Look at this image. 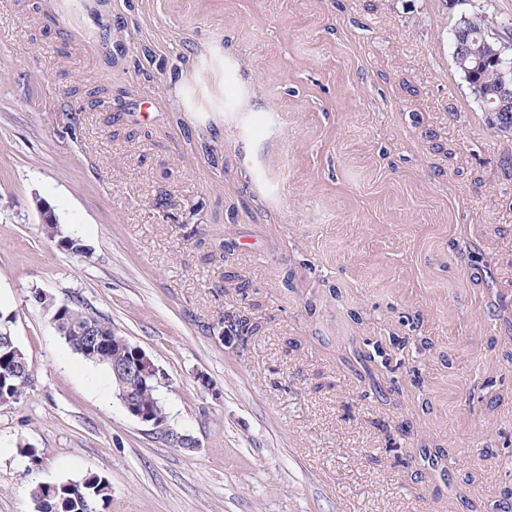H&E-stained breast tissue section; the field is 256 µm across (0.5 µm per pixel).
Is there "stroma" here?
Returning <instances> with one entry per match:
<instances>
[{"label": "stroma", "instance_id": "stroma-1", "mask_svg": "<svg viewBox=\"0 0 512 512\" xmlns=\"http://www.w3.org/2000/svg\"><path fill=\"white\" fill-rule=\"evenodd\" d=\"M465 9L512 22V0H0V312L35 375L0 408V512L92 474L96 512L512 504V134L455 72ZM65 300L163 369L197 448L72 352ZM229 313L261 324L245 346ZM391 339L382 396L344 360ZM36 208L39 212L44 231L49 237H62V239L66 237L61 229V225L56 214L50 207L39 199L37 200ZM63 242L64 244L69 245V241L67 239H63ZM236 324V325H235ZM237 327V328H236ZM236 329L243 330L246 336L252 337L260 330V325L257 321H253L251 317L247 315H239L235 319V323L232 320L224 321V333L221 336L228 344L243 345L244 337L236 333Z\"/></svg>", "mask_w": 512, "mask_h": 512}]
</instances>
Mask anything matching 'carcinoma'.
I'll return each instance as SVG.
<instances>
[{
	"label": "carcinoma",
	"instance_id": "cac0c4a2",
	"mask_svg": "<svg viewBox=\"0 0 512 512\" xmlns=\"http://www.w3.org/2000/svg\"><path fill=\"white\" fill-rule=\"evenodd\" d=\"M498 28L492 16L485 12H471L467 19H459L451 34V41L466 40L471 52L462 57H453L454 68L465 84L480 88L476 98L481 109L497 108L502 104V86L489 48L497 43L482 41L483 34ZM56 328L72 351L83 359L112 369L137 359V348L120 336L112 324L80 305L64 302L56 307ZM105 327L101 341L89 335ZM117 397L128 395L140 410L158 415L164 408L157 400L151 383L137 379L118 381L112 379ZM34 383L32 367L12 335V320L0 312V407H8L21 398ZM111 487L103 476H88L82 480L54 485H38L32 489L34 512H95L97 501L110 497Z\"/></svg>",
	"mask_w": 512,
	"mask_h": 512
}]
</instances>
